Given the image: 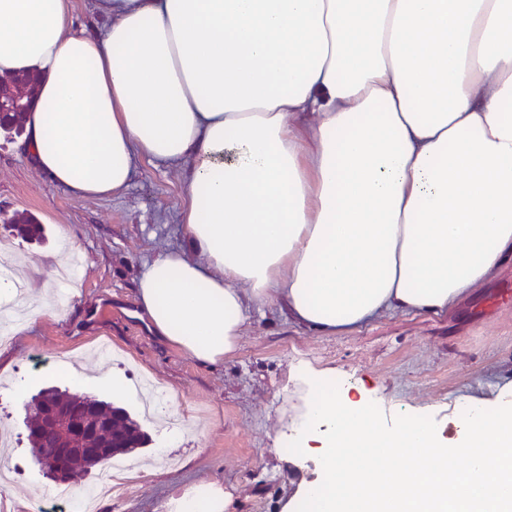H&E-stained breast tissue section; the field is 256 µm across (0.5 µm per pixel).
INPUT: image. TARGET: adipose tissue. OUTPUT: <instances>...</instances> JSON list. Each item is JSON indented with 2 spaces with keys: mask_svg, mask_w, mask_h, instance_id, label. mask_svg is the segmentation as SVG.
Segmentation results:
<instances>
[{
  "mask_svg": "<svg viewBox=\"0 0 512 512\" xmlns=\"http://www.w3.org/2000/svg\"><path fill=\"white\" fill-rule=\"evenodd\" d=\"M0 0V76H39L21 142L71 197L186 166L188 250L137 284L198 363L253 310L323 336L446 314L512 259V0ZM172 512H234L201 480Z\"/></svg>",
  "mask_w": 512,
  "mask_h": 512,
  "instance_id": "ef3b65f1",
  "label": "adipose tissue"
}]
</instances>
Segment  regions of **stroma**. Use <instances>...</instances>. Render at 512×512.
I'll list each match as a JSON object with an SVG mask.
<instances>
[{"label": "stroma", "instance_id": "1", "mask_svg": "<svg viewBox=\"0 0 512 512\" xmlns=\"http://www.w3.org/2000/svg\"><path fill=\"white\" fill-rule=\"evenodd\" d=\"M185 200L180 170L138 161L129 186L106 199L77 200L28 164L19 141L0 137V213L35 215L47 239L31 244L0 223V239L15 253L13 275L26 298L42 295L45 310L0 343L9 363L0 374V428L24 432L15 395L66 382L55 372L74 358L86 375L109 371L113 389L100 399L138 413L127 395L128 373L163 387L170 408L185 413L187 434L152 441L140 453L144 467L119 502L100 495L97 512H168L170 497L203 479L234 492L237 512H281L300 480L319 477L313 460L282 462L276 450L284 425L303 410L296 366L330 370L348 384L383 396L386 417L406 405L431 416L448 444L458 438L462 397L494 398L512 380V262L460 300L447 314L393 313L346 336H317L276 306L253 313L238 351L219 365H201L148 331L135 317L137 281L162 252L186 249L180 212ZM70 232L83 256L78 273L57 290L50 271ZM109 341L124 367L88 357ZM19 475L0 487L7 512H72L52 497L25 443L0 452Z\"/></svg>", "mask_w": 512, "mask_h": 512}]
</instances>
